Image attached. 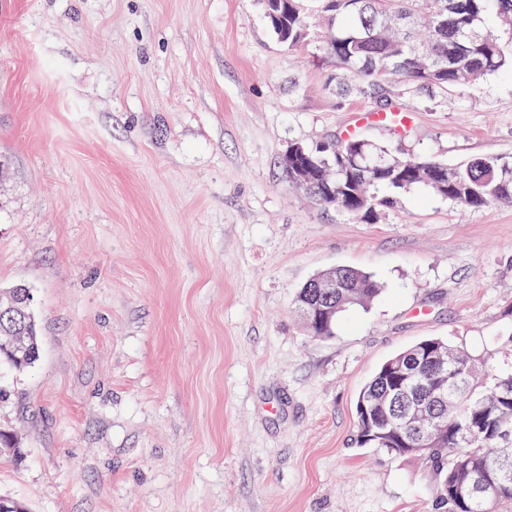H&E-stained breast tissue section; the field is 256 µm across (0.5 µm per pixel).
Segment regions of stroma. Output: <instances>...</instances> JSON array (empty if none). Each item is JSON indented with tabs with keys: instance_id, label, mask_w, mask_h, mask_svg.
<instances>
[{
	"instance_id": "1",
	"label": "stroma",
	"mask_w": 512,
	"mask_h": 512,
	"mask_svg": "<svg viewBox=\"0 0 512 512\" xmlns=\"http://www.w3.org/2000/svg\"><path fill=\"white\" fill-rule=\"evenodd\" d=\"M260 0H0V288L40 357L0 367V495L26 512H435L413 457L356 442V399L420 339L512 336V203L417 188L366 221L289 181L347 132L450 165L512 159V72L402 98L397 133ZM349 266L381 293L327 338L294 308Z\"/></svg>"
}]
</instances>
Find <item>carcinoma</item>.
Returning a JSON list of instances; mask_svg holds the SVG:
<instances>
[{"label": "carcinoma", "instance_id": "1", "mask_svg": "<svg viewBox=\"0 0 512 512\" xmlns=\"http://www.w3.org/2000/svg\"><path fill=\"white\" fill-rule=\"evenodd\" d=\"M276 39L289 49L312 46L336 63L377 111H394L396 86L408 94L448 91L505 68L512 50L485 29L495 15L512 27V0H262ZM308 179L306 190L321 205L323 187L340 188L336 208L372 220L413 188L426 187L467 208L512 199V159L483 156L464 166L407 156L369 139L350 136L334 145L302 146L288 160ZM384 188L386 195L371 193ZM336 278V311L317 337L334 333L340 315L381 292L371 275L354 268L319 274ZM316 289L300 288L294 305L301 318L324 308ZM24 285L0 289L13 319L0 317V362L17 370L38 359V324ZM357 402L371 426L357 420V443L394 457L426 461L435 483L436 512H512V356L499 364L448 341L421 339L385 361L361 389ZM418 448L415 453L408 447ZM491 481L484 494L460 502L456 489L477 475Z\"/></svg>", "mask_w": 512, "mask_h": 512}]
</instances>
